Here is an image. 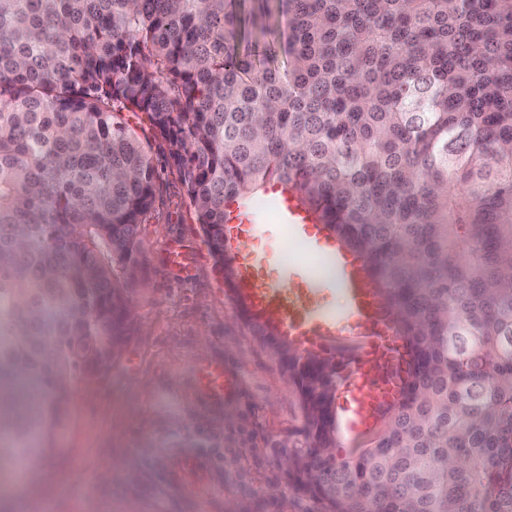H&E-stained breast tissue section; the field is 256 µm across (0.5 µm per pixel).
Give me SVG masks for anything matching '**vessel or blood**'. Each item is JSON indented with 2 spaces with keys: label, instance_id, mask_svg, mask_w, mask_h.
<instances>
[{
  "label": "vessel or blood",
  "instance_id": "1",
  "mask_svg": "<svg viewBox=\"0 0 512 512\" xmlns=\"http://www.w3.org/2000/svg\"><path fill=\"white\" fill-rule=\"evenodd\" d=\"M275 211L297 247L294 259L277 277H269L268 257L248 246L261 225L244 220L225 225L235 267L231 294L250 324L273 330L305 354L331 353L338 339L357 335L363 348L349 360L344 379L348 420L356 429L370 427L401 386L402 351L391 339L386 303L363 273L360 259L340 243L310 232L300 202L278 200ZM190 376L199 395L215 405L239 388L238 378L219 360L192 367ZM159 472L164 487L183 497L203 495L213 485L211 463L198 448L164 449Z\"/></svg>",
  "mask_w": 512,
  "mask_h": 512
}]
</instances>
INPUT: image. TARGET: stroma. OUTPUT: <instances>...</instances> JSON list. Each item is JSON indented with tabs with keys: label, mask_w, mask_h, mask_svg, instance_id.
<instances>
[{
	"label": "stroma",
	"mask_w": 512,
	"mask_h": 512,
	"mask_svg": "<svg viewBox=\"0 0 512 512\" xmlns=\"http://www.w3.org/2000/svg\"><path fill=\"white\" fill-rule=\"evenodd\" d=\"M164 204L139 228L142 267L133 317L110 366L70 390L69 415L54 431L61 457L47 462L29 494L0 489V512H30L31 500L52 512H314L289 485L288 459L304 453L298 394L273 348L237 311L175 170L160 173ZM262 188L244 209L262 224L252 242L273 256L277 276L288 248ZM196 253L189 276L171 270L170 245ZM223 360L240 386L218 407L194 390L193 365ZM221 449L223 481L204 500L183 498L153 482L165 448ZM94 478L83 479L84 466Z\"/></svg>",
	"instance_id": "1"
}]
</instances>
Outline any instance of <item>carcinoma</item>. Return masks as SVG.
<instances>
[{"mask_svg": "<svg viewBox=\"0 0 512 512\" xmlns=\"http://www.w3.org/2000/svg\"><path fill=\"white\" fill-rule=\"evenodd\" d=\"M0 0V469L125 335L166 144L214 258L273 181L363 259L404 337L397 402L338 459L336 366L269 340L317 512H512V0ZM277 16L281 30L263 19ZM146 115L153 139L124 117Z\"/></svg>", "mask_w": 512, "mask_h": 512, "instance_id": "1", "label": "carcinoma"}]
</instances>
